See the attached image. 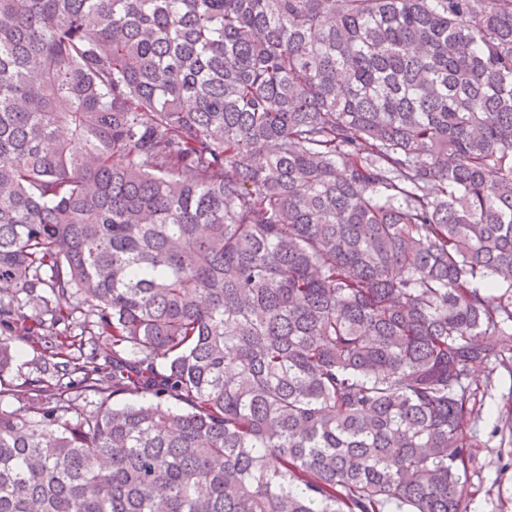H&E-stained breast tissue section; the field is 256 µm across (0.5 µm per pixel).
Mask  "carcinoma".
Wrapping results in <instances>:
<instances>
[{
  "label": "carcinoma",
  "mask_w": 512,
  "mask_h": 512,
  "mask_svg": "<svg viewBox=\"0 0 512 512\" xmlns=\"http://www.w3.org/2000/svg\"><path fill=\"white\" fill-rule=\"evenodd\" d=\"M1 330L0 512H463L512 0H0ZM0 340L8 342L12 349L18 352L7 375L12 389H8L5 394L0 396V410H23L29 402L27 395L24 394L25 385L28 380L39 375L40 361L28 345L14 336L3 333L2 336L0 335Z\"/></svg>",
  "instance_id": "carcinoma-1"
}]
</instances>
